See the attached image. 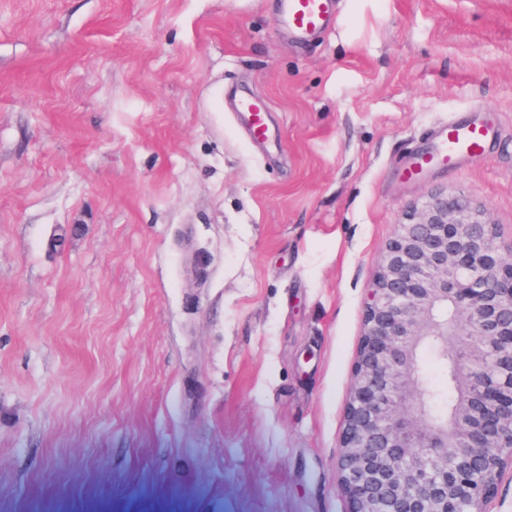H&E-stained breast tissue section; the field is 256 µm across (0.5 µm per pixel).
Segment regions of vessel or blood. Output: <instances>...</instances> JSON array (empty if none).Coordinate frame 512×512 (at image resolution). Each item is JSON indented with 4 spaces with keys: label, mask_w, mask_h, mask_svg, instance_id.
I'll use <instances>...</instances> for the list:
<instances>
[{
    "label": "vessel or blood",
    "mask_w": 512,
    "mask_h": 512,
    "mask_svg": "<svg viewBox=\"0 0 512 512\" xmlns=\"http://www.w3.org/2000/svg\"><path fill=\"white\" fill-rule=\"evenodd\" d=\"M282 21L289 34L305 39L329 28L334 15V0H280ZM237 108L247 116V134L256 142L268 140L269 107L267 102L253 95L240 96ZM491 133L488 128L476 123H461L448 120L433 129L435 149L433 154L415 159V167L429 165L432 161H454L465 156L483 154Z\"/></svg>",
    "instance_id": "1"
}]
</instances>
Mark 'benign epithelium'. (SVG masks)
<instances>
[{"mask_svg": "<svg viewBox=\"0 0 512 512\" xmlns=\"http://www.w3.org/2000/svg\"><path fill=\"white\" fill-rule=\"evenodd\" d=\"M337 462L347 512H491L512 478V244L461 194L412 207L363 302ZM449 366L431 417L421 365Z\"/></svg>", "mask_w": 512, "mask_h": 512, "instance_id": "benign-epithelium-1", "label": "benign epithelium"}]
</instances>
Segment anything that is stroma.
<instances>
[{
    "instance_id": "obj_1",
    "label": "stroma",
    "mask_w": 512,
    "mask_h": 512,
    "mask_svg": "<svg viewBox=\"0 0 512 512\" xmlns=\"http://www.w3.org/2000/svg\"><path fill=\"white\" fill-rule=\"evenodd\" d=\"M451 118L490 148L404 179ZM447 193L512 240V0H0V512H345L361 302ZM281 17L288 33L300 39L329 28L334 0H279ZM239 112L247 116V134L256 142L266 141L270 137L268 125L269 107L267 102L254 95H242L237 102Z\"/></svg>"
}]
</instances>
